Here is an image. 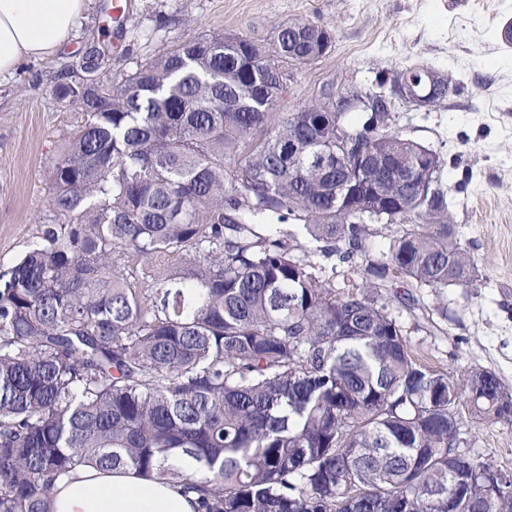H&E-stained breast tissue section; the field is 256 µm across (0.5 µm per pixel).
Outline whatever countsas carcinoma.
<instances>
[{
    "instance_id": "carcinoma-1",
    "label": "carcinoma",
    "mask_w": 512,
    "mask_h": 512,
    "mask_svg": "<svg viewBox=\"0 0 512 512\" xmlns=\"http://www.w3.org/2000/svg\"><path fill=\"white\" fill-rule=\"evenodd\" d=\"M323 36L189 38L116 89L90 51L61 71L84 122L52 223L0 267V512H50L83 466L176 482L196 512H512L495 460L448 478L462 427L512 422V389L433 369L392 310L401 284L478 276L439 156L314 99L280 111V75ZM338 137L381 162V213L336 198ZM369 224L398 226L374 254ZM315 255L360 281L321 279Z\"/></svg>"
}]
</instances>
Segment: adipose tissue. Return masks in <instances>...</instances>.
<instances>
[{
    "label": "adipose tissue",
    "mask_w": 512,
    "mask_h": 512,
    "mask_svg": "<svg viewBox=\"0 0 512 512\" xmlns=\"http://www.w3.org/2000/svg\"><path fill=\"white\" fill-rule=\"evenodd\" d=\"M89 0H0V77L25 59L55 55L72 38ZM182 487L129 469H80L57 483L53 512H195Z\"/></svg>",
    "instance_id": "ef3b65f1"
}]
</instances>
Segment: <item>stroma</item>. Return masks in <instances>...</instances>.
Listing matches in <instances>:
<instances>
[{
  "mask_svg": "<svg viewBox=\"0 0 512 512\" xmlns=\"http://www.w3.org/2000/svg\"><path fill=\"white\" fill-rule=\"evenodd\" d=\"M123 30L110 0H91L55 56L22 61L0 77V266L22 254L51 217L49 173L82 115L58 102L55 75L103 49L113 83L212 33L268 42L280 24L304 19L332 43L296 71L283 94L292 110L331 80L363 89L424 65L448 78L443 101L417 109L398 101L393 130L434 149L455 232L478 269L468 288L394 303L406 337L436 369L480 366L512 388V0H127ZM460 450L495 459L512 474V423L465 427Z\"/></svg>",
  "mask_w": 512,
  "mask_h": 512,
  "instance_id": "35a3bbf8",
  "label": "stroma"
}]
</instances>
